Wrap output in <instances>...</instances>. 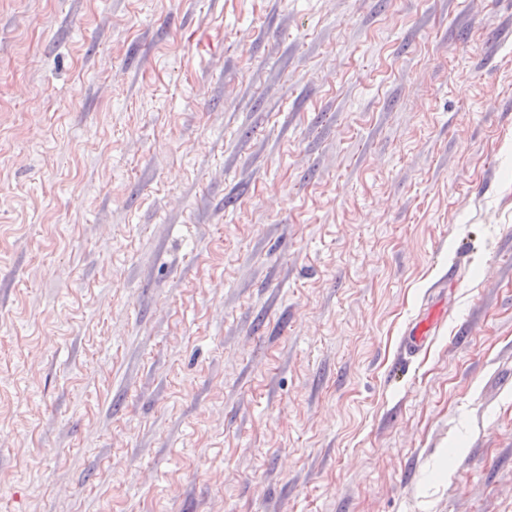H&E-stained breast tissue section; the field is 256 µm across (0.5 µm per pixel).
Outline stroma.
I'll use <instances>...</instances> for the list:
<instances>
[{"label":"stroma","mask_w":512,"mask_h":512,"mask_svg":"<svg viewBox=\"0 0 512 512\" xmlns=\"http://www.w3.org/2000/svg\"><path fill=\"white\" fill-rule=\"evenodd\" d=\"M0 512H512V0H0ZM445 313L446 310L442 307H434L428 312L427 317L413 323L403 340L405 351L414 354L424 349L433 334L434 328Z\"/></svg>","instance_id":"35a3bbf8"}]
</instances>
